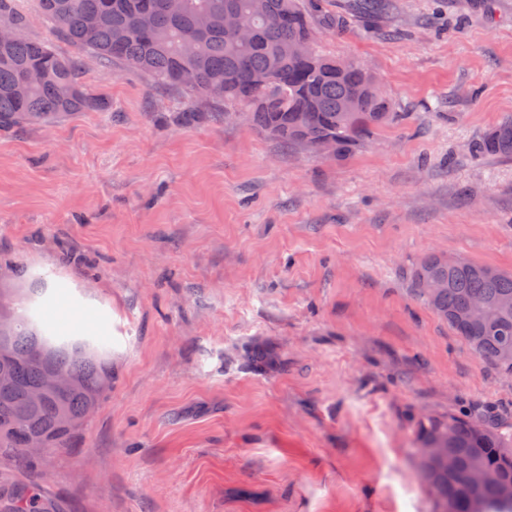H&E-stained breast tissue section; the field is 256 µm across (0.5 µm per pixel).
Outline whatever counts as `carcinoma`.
I'll list each match as a JSON object with an SVG mask.
<instances>
[{
    "label": "carcinoma",
    "mask_w": 512,
    "mask_h": 512,
    "mask_svg": "<svg viewBox=\"0 0 512 512\" xmlns=\"http://www.w3.org/2000/svg\"><path fill=\"white\" fill-rule=\"evenodd\" d=\"M44 20L75 49L62 56L49 44L26 36L0 42V131L67 116L103 112L108 102L90 92L80 77L82 55L119 62L146 73L155 82L179 88L190 97L253 106L250 121L284 144L318 151L336 142L342 156L376 129L397 123L375 77L361 64L336 66L337 60L312 49L298 57L291 48L313 34L311 17L299 0H38ZM238 11L250 24L253 39L241 44L218 19ZM96 24L89 29L85 18ZM20 29L27 20L18 0H0V18ZM46 72L43 82L26 85L24 73ZM195 71L197 83L185 87L180 74ZM267 73L263 84L255 76ZM474 155L512 157V116L506 117L471 147ZM12 275L0 277V337L9 360H0V463L31 465L32 438L57 450L76 447L83 426L112 388V358L83 336H55L41 309L28 304L46 288L34 281L18 286L23 270L0 259ZM444 287H426L430 281ZM412 295L426 305L480 358L502 376L512 377V273L443 253H430L410 276ZM480 299L487 315L465 318ZM54 372L72 380L63 394H49L35 405L30 393ZM416 440L446 449L444 457H419V469L441 512H512V425L491 415L425 416L416 421ZM456 471L448 470V456ZM482 470L487 480L470 487L462 474ZM0 512H50L37 493L21 490Z\"/></svg>",
    "instance_id": "1"
}]
</instances>
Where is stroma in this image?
I'll use <instances>...</instances> for the list:
<instances>
[{
    "label": "stroma",
    "mask_w": 512,
    "mask_h": 512,
    "mask_svg": "<svg viewBox=\"0 0 512 512\" xmlns=\"http://www.w3.org/2000/svg\"><path fill=\"white\" fill-rule=\"evenodd\" d=\"M316 44L400 112L342 157L247 106L85 57L105 112L0 132V257L44 278L56 333L112 354L75 449L0 467L54 512H433L412 420L485 408L500 376L410 292L433 251L512 272V0H307ZM342 19L336 29L326 18ZM194 109L202 124L161 112ZM471 151L475 156L501 155L512 157V116L506 117L474 142Z\"/></svg>",
    "instance_id": "35a3bbf8"
}]
</instances>
